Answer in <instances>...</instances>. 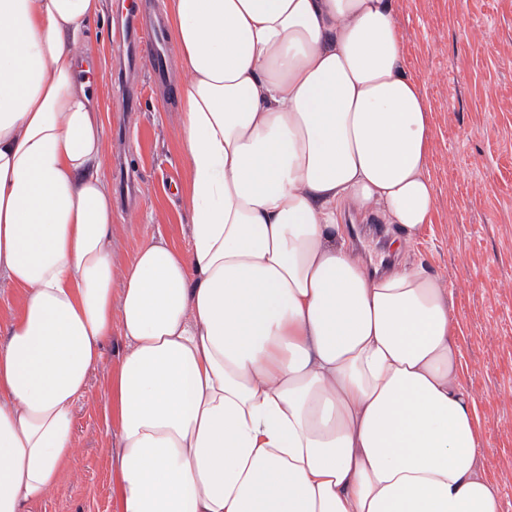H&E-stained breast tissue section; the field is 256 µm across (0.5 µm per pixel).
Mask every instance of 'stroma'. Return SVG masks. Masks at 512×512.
I'll return each instance as SVG.
<instances>
[{"label":"stroma","instance_id":"1","mask_svg":"<svg viewBox=\"0 0 512 512\" xmlns=\"http://www.w3.org/2000/svg\"><path fill=\"white\" fill-rule=\"evenodd\" d=\"M89 25L97 48L90 77L104 112V172L113 194L134 175L135 199L112 205L116 269L149 237L187 244L188 179L179 151L180 60L169 81L145 89L126 111L116 79L121 33L115 0ZM403 46L431 111L432 222L397 253L390 236H352L367 270L386 273L401 257L424 266L449 291L458 321L460 374L479 404L484 474L512 512V0H395ZM123 348L104 346L74 410L76 453L63 481L30 512H119L114 443L105 419L108 382Z\"/></svg>","mask_w":512,"mask_h":512}]
</instances>
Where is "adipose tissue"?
Wrapping results in <instances>:
<instances>
[{
	"mask_svg": "<svg viewBox=\"0 0 512 512\" xmlns=\"http://www.w3.org/2000/svg\"><path fill=\"white\" fill-rule=\"evenodd\" d=\"M103 0H0V512L107 409L121 512H502L448 290L367 274L341 224L430 223V115L394 0H173L188 246L112 262L105 123L76 73Z\"/></svg>",
	"mask_w": 512,
	"mask_h": 512,
	"instance_id": "adipose-tissue-1",
	"label": "adipose tissue"
}]
</instances>
